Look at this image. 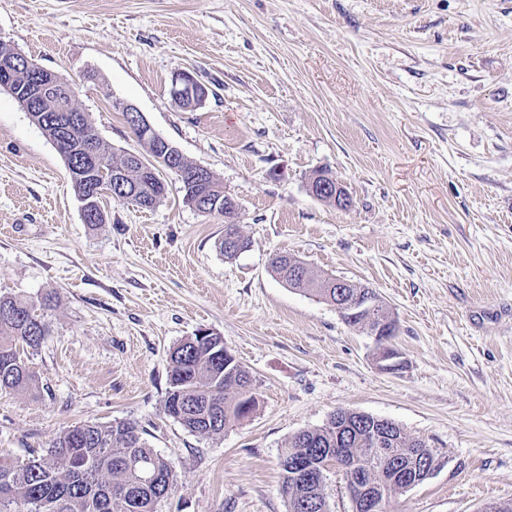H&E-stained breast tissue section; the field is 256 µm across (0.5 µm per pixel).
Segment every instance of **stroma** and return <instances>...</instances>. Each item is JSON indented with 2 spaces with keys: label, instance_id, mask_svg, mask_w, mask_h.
I'll return each mask as SVG.
<instances>
[{
  "label": "stroma",
  "instance_id": "35a3bbf8",
  "mask_svg": "<svg viewBox=\"0 0 512 512\" xmlns=\"http://www.w3.org/2000/svg\"><path fill=\"white\" fill-rule=\"evenodd\" d=\"M0 38L73 84L114 150L140 144L122 104L233 196L248 247L183 201L105 200L84 224L51 141L0 90V291L49 301L0 391V457L46 455L65 429L131 421L174 469L157 512H288L279 462L339 409L432 448L433 474L386 512L512 501V0H0ZM182 72L209 89L193 109ZM326 170L340 208L307 184ZM373 288L399 370L330 303L273 272L280 253ZM207 331L253 379L223 435L164 412L169 352ZM172 96L178 103L190 102L193 107H196L205 100L207 91L193 76L181 73L173 79ZM308 191L312 196L323 202L337 205L338 200H340L341 203L337 206L343 207L344 204L348 206L346 204L349 202L348 193L344 185L335 178L330 177L329 180L319 184L309 180Z\"/></svg>",
  "mask_w": 512,
  "mask_h": 512
}]
</instances>
